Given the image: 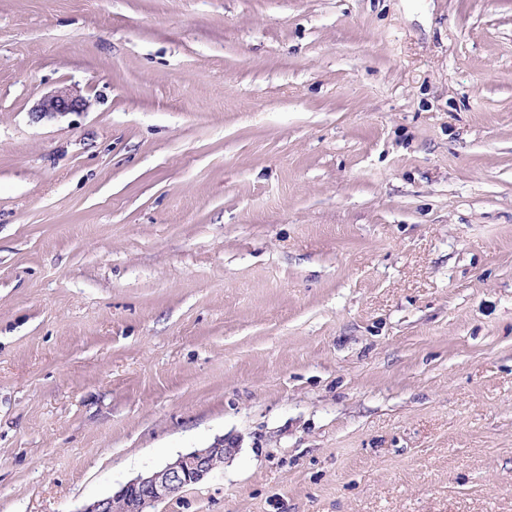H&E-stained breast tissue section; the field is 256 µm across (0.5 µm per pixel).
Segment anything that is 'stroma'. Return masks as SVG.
Listing matches in <instances>:
<instances>
[{"label": "stroma", "instance_id": "1", "mask_svg": "<svg viewBox=\"0 0 512 512\" xmlns=\"http://www.w3.org/2000/svg\"><path fill=\"white\" fill-rule=\"evenodd\" d=\"M219 438L151 512H512V0H0V512ZM89 107V100L72 86H61L42 96L31 112L37 118H44L73 112H86Z\"/></svg>", "mask_w": 512, "mask_h": 512}]
</instances>
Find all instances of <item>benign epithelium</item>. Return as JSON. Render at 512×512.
<instances>
[{"label":"benign epithelium","instance_id":"7a95c632","mask_svg":"<svg viewBox=\"0 0 512 512\" xmlns=\"http://www.w3.org/2000/svg\"><path fill=\"white\" fill-rule=\"evenodd\" d=\"M88 99L71 86H61L42 96L32 109L38 118L55 117L89 109ZM231 449L219 438L207 448L180 454L162 467L140 475L114 494L84 504L74 512H149V508L165 501L184 487L204 480L222 463Z\"/></svg>","mask_w":512,"mask_h":512}]
</instances>
